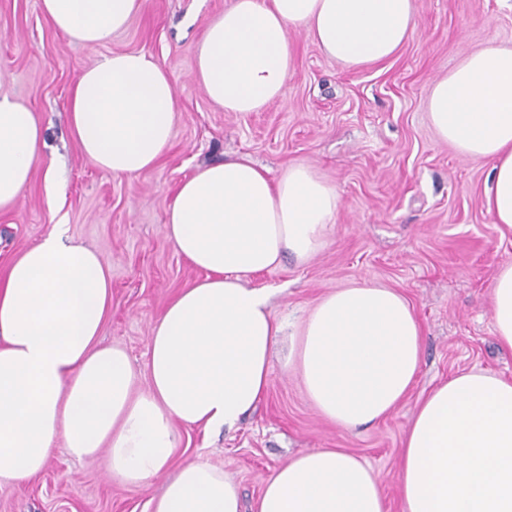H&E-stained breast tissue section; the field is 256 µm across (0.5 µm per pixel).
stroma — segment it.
Returning a JSON list of instances; mask_svg holds the SVG:
<instances>
[{
	"label": "stroma",
	"mask_w": 512,
	"mask_h": 512,
	"mask_svg": "<svg viewBox=\"0 0 512 512\" xmlns=\"http://www.w3.org/2000/svg\"><path fill=\"white\" fill-rule=\"evenodd\" d=\"M230 0H143L126 29L94 49L71 43L43 16L40 0H0V96L32 106L46 129L42 168L14 207L0 212V275L57 222L99 254L112 275V315L102 341L123 347L147 387L151 328L201 273L164 231L179 184L198 167L247 158L279 177L310 166L337 186L340 206L325 247L308 261L285 256L249 275L267 289L287 324L258 407L231 431L180 428L178 462L202 458L239 485L253 512L264 481L310 448H343L372 467L388 512H403L400 449L417 404L458 372L484 369L512 379V351L497 345L491 283L512 265V227L481 204L491 164L460 156L434 132L432 85L488 43L512 45V0H416L419 27L394 58L348 71L294 34L295 62L283 100L258 112H227L195 75L194 44ZM141 51L174 84L178 119L159 166L115 176L85 156L69 133L68 95L83 68L114 52ZM62 186L48 196L45 166ZM354 281L393 288L422 328V361L407 398L371 426L350 431L323 418L289 355L310 305ZM163 477L145 486L113 480L106 457L77 462L57 449L22 488L0 486V512H150Z\"/></svg>",
	"instance_id": "35a3bbf8"
}]
</instances>
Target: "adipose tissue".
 Segmentation results:
<instances>
[{
    "label": "adipose tissue",
    "instance_id": "adipose-tissue-1",
    "mask_svg": "<svg viewBox=\"0 0 512 512\" xmlns=\"http://www.w3.org/2000/svg\"><path fill=\"white\" fill-rule=\"evenodd\" d=\"M46 20L93 48L126 28L143 0H41ZM418 27L416 0H230L194 46L196 77L228 112L281 99L294 63L291 34L305 32L345 69L393 58ZM70 133L115 176L157 167L172 145L177 101L168 73L142 52L85 68L69 98ZM433 127L464 157L492 164L482 205L512 226V45L492 43L438 80ZM43 127L26 104L0 97V211L29 187ZM336 187L293 164L277 178L248 160L198 168L179 186L165 234L204 276L181 290L151 330L149 386L134 394L127 352L100 343L112 279L63 225L0 277V485L39 474L63 443L83 461L107 453L109 473L145 485L167 480L152 512H242L239 488L197 459L171 468L178 429L232 430L270 380L284 325L248 275L284 256L304 262L326 243ZM500 348L512 351V266L492 282ZM300 376L319 413L354 430L387 416L410 392L422 332L406 298L356 282L315 301L297 348ZM404 512H512V381L472 370L419 402L401 447ZM255 512H386L371 466L340 448H313L277 468Z\"/></svg>",
    "mask_w": 512,
    "mask_h": 512
}]
</instances>
